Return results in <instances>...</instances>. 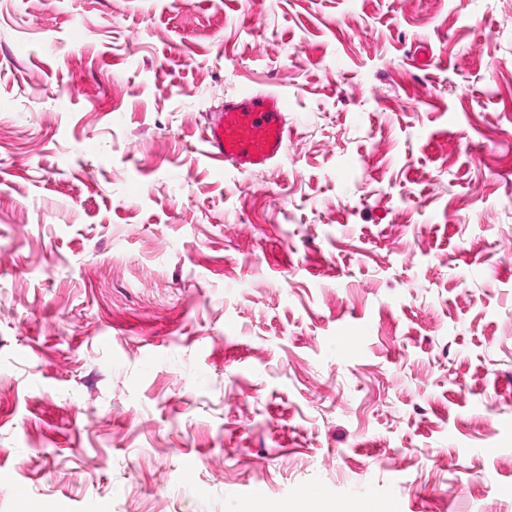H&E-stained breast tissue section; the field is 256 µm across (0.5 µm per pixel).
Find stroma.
<instances>
[{
  "instance_id": "stroma-1",
  "label": "stroma",
  "mask_w": 512,
  "mask_h": 512,
  "mask_svg": "<svg viewBox=\"0 0 512 512\" xmlns=\"http://www.w3.org/2000/svg\"><path fill=\"white\" fill-rule=\"evenodd\" d=\"M301 488L512 512V0H0V512ZM288 97L280 93L247 95L224 101L204 135L206 156L241 172L264 168L280 158L288 141Z\"/></svg>"
}]
</instances>
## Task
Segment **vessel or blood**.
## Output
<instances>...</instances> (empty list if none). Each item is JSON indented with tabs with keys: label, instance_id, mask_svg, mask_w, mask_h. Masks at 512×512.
Wrapping results in <instances>:
<instances>
[{
	"label": "vessel or blood",
	"instance_id": "1",
	"mask_svg": "<svg viewBox=\"0 0 512 512\" xmlns=\"http://www.w3.org/2000/svg\"><path fill=\"white\" fill-rule=\"evenodd\" d=\"M288 98L280 93L247 95L225 101L204 135L206 156L246 172L280 158L288 141Z\"/></svg>",
	"mask_w": 512,
	"mask_h": 512
}]
</instances>
